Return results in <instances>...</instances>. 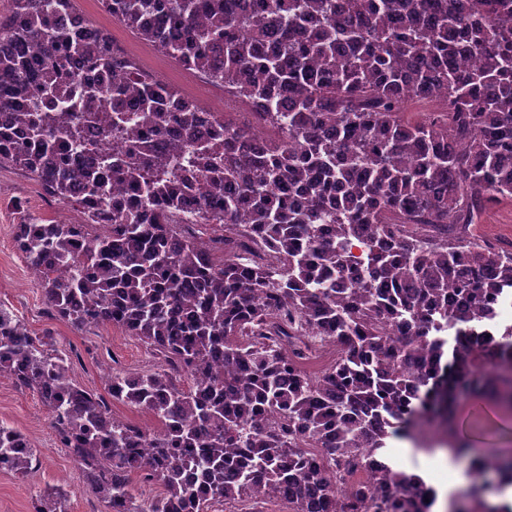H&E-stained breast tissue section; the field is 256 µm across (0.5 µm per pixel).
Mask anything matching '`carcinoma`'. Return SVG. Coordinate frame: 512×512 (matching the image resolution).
<instances>
[{
    "instance_id": "obj_1",
    "label": "carcinoma",
    "mask_w": 512,
    "mask_h": 512,
    "mask_svg": "<svg viewBox=\"0 0 512 512\" xmlns=\"http://www.w3.org/2000/svg\"><path fill=\"white\" fill-rule=\"evenodd\" d=\"M164 56L263 112L277 143L143 79L100 29L72 35L74 0L0 14V168L22 170L82 223L15 226L47 303L113 324L163 365L69 377L52 335L0 306V377L36 392L60 445L109 512H209L279 499L288 512H432L437 492L381 452L460 397L512 401V245L473 233L512 199V0H103ZM407 102L437 105L428 122ZM102 128L96 140L86 130ZM140 130L123 152L113 144ZM122 188L120 199L109 186ZM207 185L194 210V184ZM359 253H354L353 249ZM338 346L310 375L315 343ZM156 429L112 415L108 399ZM24 435L0 459L28 476ZM512 488V459L474 464ZM162 487L135 501L133 476ZM38 512H67L39 492Z\"/></svg>"
}]
</instances>
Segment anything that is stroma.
I'll return each mask as SVG.
<instances>
[{
    "label": "stroma",
    "instance_id": "1",
    "mask_svg": "<svg viewBox=\"0 0 512 512\" xmlns=\"http://www.w3.org/2000/svg\"><path fill=\"white\" fill-rule=\"evenodd\" d=\"M78 12L105 30L113 42L150 73L178 88L193 89L199 103L220 110L224 100L218 88L186 72L174 59L156 52L119 21L106 13L100 0H75ZM40 223L78 222V206H65L45 194L28 174L0 169V305L9 309L36 335L52 333L57 348L70 361L69 375L76 383L104 395L110 372L155 368L156 358L145 345L123 329L106 325L75 328L48 306L43 288L33 277L14 241L16 224L26 218ZM479 238L505 247L512 244V199L491 203L475 226ZM16 428L37 449V465L28 477L0 470V512H33L36 494L47 487L63 489L69 512H109L88 490L81 472L61 448L51 427V416L38 395L0 378V424ZM448 429L468 434L477 451H495L512 457V409L460 400ZM386 451L397 470L422 476L437 492L435 512H448V503L467 489L473 479L469 458L452 457L442 448H416L398 434L386 440Z\"/></svg>",
    "mask_w": 512,
    "mask_h": 512
}]
</instances>
